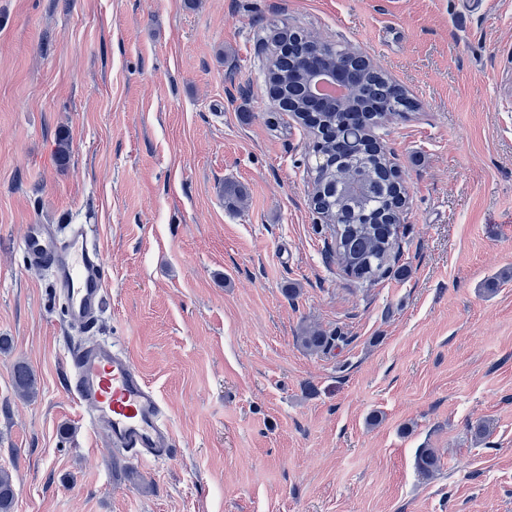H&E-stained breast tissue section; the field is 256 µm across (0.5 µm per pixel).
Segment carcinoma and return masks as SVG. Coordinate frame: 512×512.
Here are the masks:
<instances>
[{"label": "carcinoma", "mask_w": 512, "mask_h": 512, "mask_svg": "<svg viewBox=\"0 0 512 512\" xmlns=\"http://www.w3.org/2000/svg\"><path fill=\"white\" fill-rule=\"evenodd\" d=\"M319 51L342 65L353 76L352 101L333 112L310 104L306 84L294 75L301 62ZM270 88L285 112L306 111L315 115L321 133L324 166L315 168L322 183V195L314 200L317 209L336 216V262L359 284L390 270L391 261L401 253L406 236L401 222L400 173L381 149L369 145L366 127L378 126L388 117L416 109L407 92L394 84L367 57L353 56L339 45L282 28L273 38V51L266 66ZM16 392L25 397L36 393L33 371L19 362L13 367ZM418 470L430 475L441 461L433 448H420ZM15 497L11 475L0 471V512H10Z\"/></svg>", "instance_id": "obj_1"}]
</instances>
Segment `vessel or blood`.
<instances>
[{"label":"vessel or blood","mask_w":512,"mask_h":512,"mask_svg":"<svg viewBox=\"0 0 512 512\" xmlns=\"http://www.w3.org/2000/svg\"><path fill=\"white\" fill-rule=\"evenodd\" d=\"M31 264L51 269L70 322L90 325L104 304V255L81 224L59 231L31 224L21 240ZM70 388L91 428H104L118 459L170 453L172 443L163 403L121 347L89 343L69 349Z\"/></svg>","instance_id":"obj_1"}]
</instances>
